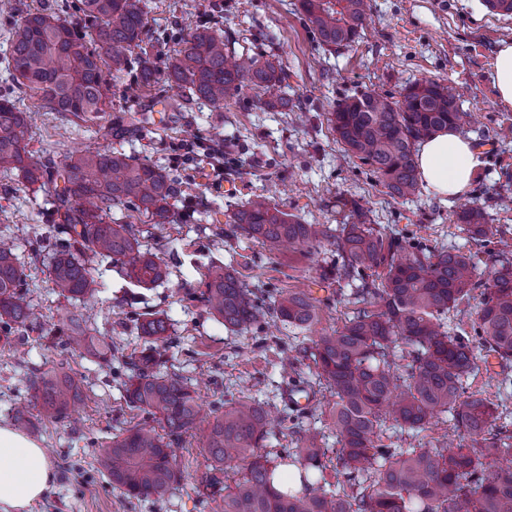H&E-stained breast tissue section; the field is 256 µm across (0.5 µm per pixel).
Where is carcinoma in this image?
Returning <instances> with one entry per match:
<instances>
[{
	"instance_id": "carcinoma-1",
	"label": "carcinoma",
	"mask_w": 512,
	"mask_h": 512,
	"mask_svg": "<svg viewBox=\"0 0 512 512\" xmlns=\"http://www.w3.org/2000/svg\"><path fill=\"white\" fill-rule=\"evenodd\" d=\"M299 10L327 51L352 46L366 29V0H299ZM79 12L82 26L56 14L29 12L10 32L3 63L12 89L0 91V168L22 174L31 187L44 185L48 166L28 150L30 116L14 94L31 93L52 112L98 119L112 107V81L123 78L133 50L148 39L141 0H79ZM167 83L177 90L180 111L203 101L221 107L231 90L243 86L260 88L265 95L260 104L267 110L288 106L284 67L236 55L208 24L193 29L170 58ZM157 84L154 62L142 57L136 81L124 92L151 101ZM462 119L458 95L435 81L417 80L398 99L370 91L351 96L329 121L347 156L369 166L390 194L410 199L420 194L417 145L459 129ZM144 122L134 112L122 124H103L98 134L105 145L65 157L63 187L55 191L53 210L64 237L55 239L47 268L53 287L69 301L100 292V257L111 259L117 274L138 287L153 288L170 276L168 265L144 248L140 232L112 221V208L132 202L157 228L175 222L170 174L108 145L136 134ZM350 213L356 222L333 230L304 224L258 196L233 212L228 235L241 231L271 251L288 242L306 248L309 256L328 246L336 262L320 267L319 279L338 285L359 279L356 296L374 299L377 309L357 310L341 329L303 337L288 362L292 374L312 360L336 397L332 424L341 444L336 465L356 491L340 495L321 485L325 449L316 431H304L294 456L257 452L270 428L269 403L243 396L224 404L208 426V472L202 484L217 512H512V436L491 432L495 404L478 394L464 395L463 387L486 356L512 362V260H497L492 278L481 283L466 253L432 251L375 228L355 199ZM457 222L476 242L494 237L489 216L479 206L461 207ZM378 268L385 272L383 281L367 282L366 271ZM200 285L206 310L232 332L245 333L269 315L307 331L318 323L311 293L288 290L265 304L221 263L205 267ZM480 287L484 298L474 335L450 331L447 314ZM23 288V264L12 248L0 246V339L5 346L11 345L13 326L29 317L31 303ZM169 330L167 318L143 315L137 322L143 346L122 360L128 371L127 406L152 416L157 426L124 429L94 457L96 470L129 500H165L181 479L169 439L196 426V392L181 375L165 370ZM91 331L83 315L67 312L54 337L111 364L120 348ZM406 356L411 358L406 374L396 373L395 359ZM28 382L51 419L66 416L82 396L83 380L64 372H34ZM384 412L411 430L450 412L457 429L481 438L482 446L465 448L452 434L445 448H379L373 436ZM292 457L301 465L303 489L282 492L274 475ZM229 470L240 474L232 485L224 482ZM364 476L373 482L361 485Z\"/></svg>"
}]
</instances>
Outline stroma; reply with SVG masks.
Listing matches in <instances>:
<instances>
[{"label": "stroma", "instance_id": "35a3bbf8", "mask_svg": "<svg viewBox=\"0 0 512 512\" xmlns=\"http://www.w3.org/2000/svg\"><path fill=\"white\" fill-rule=\"evenodd\" d=\"M152 40L142 45L157 66L180 49L192 28L215 19L237 51L278 55L287 67L288 108L261 109L259 92L244 87L231 92L220 109L203 104L190 112H150L139 136L114 141V148L140 161L166 168L175 187L179 218L153 228L133 204L113 209L119 223L143 231L144 242L168 263L167 282L139 288L116 274L111 260L98 263L102 292L88 303H68L59 296L29 243L53 236L50 202L67 153L97 146L98 121H80L48 111L40 101L24 98L30 115L31 151L49 163L53 174L39 192L24 186L22 176L0 172V242L19 255L33 319L22 336V353L0 347V424H11L18 406H26L38 424L34 439L44 448L54 481L29 512H213L199 491L206 470L207 423L224 403L241 395L270 400L272 434L264 450L279 452L299 445L300 433L317 430L328 460L340 445L331 420L334 398L320 384L313 361L298 374L282 371L281 347L298 344L300 331L280 319H266L247 334L228 331L199 301L200 273L213 261L233 264L247 286L263 297L293 288L309 289L319 301L317 331L340 328L357 305L350 287L317 279L315 257L285 249L268 251L222 227L238 206L255 195L269 197L282 211L302 222L335 227L348 213L346 203L359 200L371 224L401 232L429 248L456 247L473 256L476 277L487 280L495 258L462 232L456 214L462 204L483 207L494 229L512 240V209L501 198L512 195V108L502 105L490 73L500 42L512 40V17L489 11L485 0H368L370 22L352 47L324 51L298 12V0H146ZM417 79H433L462 90L464 114L460 135L477 151L478 163L467 190L457 198L422 190L406 201L392 198L368 166L347 156L329 118L334 108L362 91L398 96ZM234 144L236 171L216 170L217 154ZM89 315L99 336L112 338L126 351L141 349L136 315L157 313L171 323L167 369L184 376L200 394L203 420L176 440L173 448L183 471L176 490L160 503L126 499L94 467V452L120 430L151 423L148 414L128 409L120 362L99 365L84 353L55 344L50 328L64 309ZM64 371L85 379L87 398L72 417L45 418L28 388L35 370ZM307 382L309 402L299 424L284 413L291 381ZM466 389L498 403L493 427L512 435V364L497 358L482 363ZM452 415L432 419L412 431L385 419L374 438L390 448H436L452 432Z\"/></svg>", "mask_w": 512, "mask_h": 512}]
</instances>
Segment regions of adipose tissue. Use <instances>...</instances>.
I'll return each mask as SVG.
<instances>
[{
    "mask_svg": "<svg viewBox=\"0 0 512 512\" xmlns=\"http://www.w3.org/2000/svg\"><path fill=\"white\" fill-rule=\"evenodd\" d=\"M428 188L451 198L464 193L476 166L468 140L448 131L426 140L418 154ZM53 470L40 445L18 430L0 426V505L28 512L50 486Z\"/></svg>",
    "mask_w": 512,
    "mask_h": 512,
    "instance_id": "ef3b65f1",
    "label": "adipose tissue"
}]
</instances>
